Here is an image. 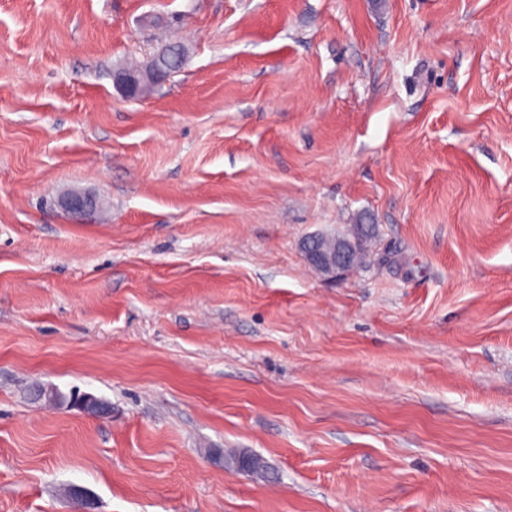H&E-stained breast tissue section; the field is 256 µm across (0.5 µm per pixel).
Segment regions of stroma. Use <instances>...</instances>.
Returning <instances> with one entry per match:
<instances>
[{
    "instance_id": "obj_1",
    "label": "stroma",
    "mask_w": 512,
    "mask_h": 512,
    "mask_svg": "<svg viewBox=\"0 0 512 512\" xmlns=\"http://www.w3.org/2000/svg\"><path fill=\"white\" fill-rule=\"evenodd\" d=\"M356 224L364 266L306 263ZM73 487L512 512V0H0V512ZM167 48H171L169 63L163 55V51L155 60L166 71L165 77L168 78L182 67L184 52L180 45H169ZM156 62L153 61L145 70H119L114 74L115 83L127 98L140 96L150 85L163 79V74L158 69Z\"/></svg>"
}]
</instances>
